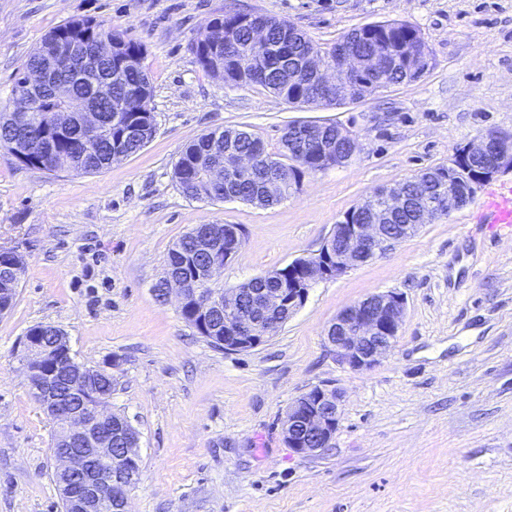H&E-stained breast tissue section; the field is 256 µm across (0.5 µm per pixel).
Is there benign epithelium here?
<instances>
[{
	"label": "benign epithelium",
	"mask_w": 512,
	"mask_h": 512,
	"mask_svg": "<svg viewBox=\"0 0 512 512\" xmlns=\"http://www.w3.org/2000/svg\"><path fill=\"white\" fill-rule=\"evenodd\" d=\"M122 46L117 36L105 33L88 44L83 37H70L49 44L45 63L38 70L26 74L14 87V108L18 125L26 127L35 111L33 91L46 83L53 67L61 59H81L84 76L98 89V100L110 104V111L122 112L127 105L112 98V79L97 77V59L112 60ZM266 32L255 29L248 44V63L254 78L262 77L260 66L269 59ZM331 65L324 66L323 56L309 51L304 59L310 75V88L303 105H329L348 96L341 76L368 74L384 86L386 77L396 69L411 73L427 71L432 63L430 51L422 39H417L394 50L376 45L368 55H359L345 42L336 46L330 56ZM54 95L64 103L60 112L50 117L48 129L61 133L72 123L82 131L83 142L96 140L103 126L101 109H89L60 87L53 85ZM294 137L314 140L320 145L326 166L344 165L361 151L359 137L349 131L336 129V141L325 138L322 130L309 122H297ZM473 159L483 161V167L462 178ZM257 155L241 152L232 146L224 147V165H211L201 176L226 181L233 177L247 181L257 172ZM512 169V133L489 131L477 142H469L456 149L449 165L435 169V175L417 180L420 191L410 196L404 185L398 184L379 192L384 207L377 206L375 196L344 215L325 239L322 250L314 259H307L302 275L288 273L281 278L280 287L262 288L253 294V309L246 313L240 309L241 288L226 292L209 291L201 284L216 280L224 265L233 259L242 243V230L234 224L224 225V249L214 246L212 237L204 231L198 235L199 248L209 252L212 262L196 269V275H168L170 289L174 290L180 307L194 310L199 329L208 332L210 311L224 309V351L242 352L258 348L273 338L282 328L278 317L290 318L306 302L309 290L320 279L338 277L351 267L367 262L394 249L416 234L424 224L442 217L453 208L467 205L476 187L489 180L502 169ZM283 183L268 177L261 184L260 202L279 197ZM418 208V223L407 224L398 234L391 233L385 219L410 205ZM24 265L16 252L10 261L0 263V277L12 284L20 282ZM405 314V299L396 291L373 293L340 311L326 331L327 341L336 361L353 370L373 368L396 343ZM51 350L34 338H25L20 360L24 365L30 389L39 396L41 405L62 423L60 439L67 449L55 455L57 472L70 477L80 475L77 483L64 482L72 512H98L106 502L119 504L120 512H127L128 492L138 478L139 455L137 448L123 454L112 452L113 438L139 443V434L127 417L112 412L111 395L103 392L102 385L112 379V367H101L86 372L75 361L59 364L50 372L41 371L42 362ZM341 416V392L329 384L317 385L299 396L288 408L282 433L288 447L302 455L322 453L331 447Z\"/></svg>",
	"instance_id": "7a95c632"
}]
</instances>
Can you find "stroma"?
<instances>
[{
	"instance_id": "obj_1",
	"label": "stroma",
	"mask_w": 512,
	"mask_h": 512,
	"mask_svg": "<svg viewBox=\"0 0 512 512\" xmlns=\"http://www.w3.org/2000/svg\"><path fill=\"white\" fill-rule=\"evenodd\" d=\"M228 13L288 20L324 49L370 23L406 22L432 65L354 102L301 107L203 70L192 46ZM79 17L144 46L156 134L95 174L27 167L0 149V248L25 265L0 315V512H62L54 427L19 361L39 323L60 328L78 362L112 368V409L140 434L130 512H512V238L475 221L512 169L391 252L317 281L254 350L212 347L156 292L169 248L196 225L241 227L217 280L232 289L316 254L375 190L448 164L488 131L512 133V0H0V110L42 38ZM298 121L333 122L362 149L268 207L193 200L173 179L203 133L245 128L276 156ZM390 290L406 300L395 345L370 370L340 365L327 327ZM321 384L344 393L339 426L331 448L301 455L282 424Z\"/></svg>"
}]
</instances>
